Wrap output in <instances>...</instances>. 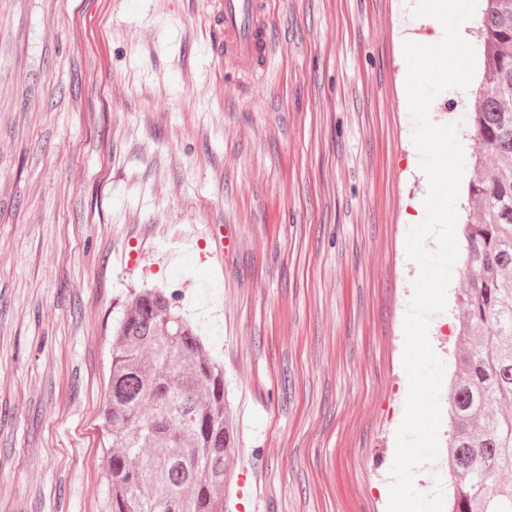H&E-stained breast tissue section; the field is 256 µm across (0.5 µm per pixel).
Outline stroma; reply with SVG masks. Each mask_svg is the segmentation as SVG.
Segmentation results:
<instances>
[{
  "label": "stroma",
  "instance_id": "stroma-1",
  "mask_svg": "<svg viewBox=\"0 0 512 512\" xmlns=\"http://www.w3.org/2000/svg\"><path fill=\"white\" fill-rule=\"evenodd\" d=\"M414 0H270L257 93L214 0H0V512H104L100 414L133 292L224 365L230 512H386L403 367ZM455 89L429 120L472 129ZM455 262L428 339L455 371Z\"/></svg>",
  "mask_w": 512,
  "mask_h": 512
}]
</instances>
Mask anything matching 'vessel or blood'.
I'll return each instance as SVG.
<instances>
[{"mask_svg":"<svg viewBox=\"0 0 512 512\" xmlns=\"http://www.w3.org/2000/svg\"><path fill=\"white\" fill-rule=\"evenodd\" d=\"M213 52L240 73L253 75L270 60L274 43L269 0H219Z\"/></svg>","mask_w":512,"mask_h":512,"instance_id":"obj_1","label":"vessel or blood"}]
</instances>
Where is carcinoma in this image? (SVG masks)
I'll list each match as a JSON object with an SVG mask.
<instances>
[{
	"instance_id": "carcinoma-1",
	"label": "carcinoma",
	"mask_w": 512,
	"mask_h": 512,
	"mask_svg": "<svg viewBox=\"0 0 512 512\" xmlns=\"http://www.w3.org/2000/svg\"><path fill=\"white\" fill-rule=\"evenodd\" d=\"M484 2L469 183L480 212L464 228L448 512H512V0ZM115 338L102 413L108 512H224L223 371L158 289L134 296Z\"/></svg>"
}]
</instances>
